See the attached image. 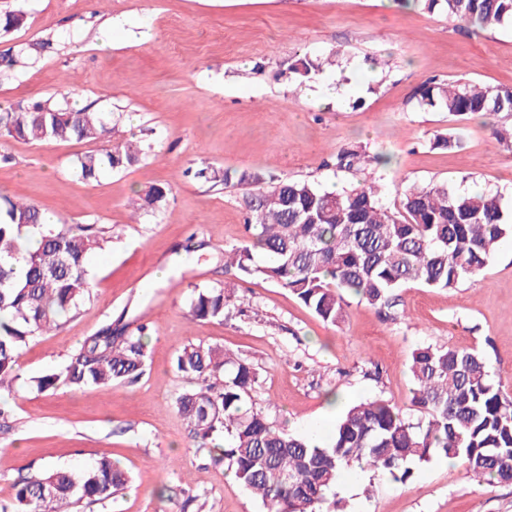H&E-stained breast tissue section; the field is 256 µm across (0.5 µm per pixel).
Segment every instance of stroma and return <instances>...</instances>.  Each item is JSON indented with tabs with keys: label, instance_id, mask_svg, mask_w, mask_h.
<instances>
[{
	"label": "stroma",
	"instance_id": "obj_1",
	"mask_svg": "<svg viewBox=\"0 0 512 512\" xmlns=\"http://www.w3.org/2000/svg\"><path fill=\"white\" fill-rule=\"evenodd\" d=\"M22 6L24 24L0 34V54L42 44L27 64L0 72V109L63 94L110 113L112 140L38 144L0 132V195L38 206L58 223L93 226L107 243L89 261L94 288L56 330L30 339L19 379L0 400L11 427L0 432V502L43 465L81 469L117 460L130 482L114 499L78 512H263L261 502L197 447L174 406L189 384L174 368L188 343L221 347L258 372L252 402L295 435H331L349 403L381 397L418 421L409 366L423 344L483 353L512 397V241L487 270L458 287L400 289L398 318L385 321L351 299L331 326L287 291L235 279L224 251L244 235L246 189L225 171L288 177L329 190L376 179L398 208L409 186L447 182L499 193L512 207V148L490 135V119L455 123L419 105L425 82L471 80L512 87V28L467 30L415 0H0ZM324 61L302 77L292 64ZM460 128L462 149L434 150L435 135ZM146 151L138 163L86 182L77 156L124 140ZM353 146L390 156L387 166L337 171L332 155ZM208 169L209 179L186 176ZM167 195L155 207L142 197ZM165 279H156L159 270ZM234 282L225 320H197L195 290ZM145 325V374L105 389L38 378L59 372L105 325ZM344 512H512V483L477 480L442 458L416 466L411 482L352 470Z\"/></svg>",
	"mask_w": 512,
	"mask_h": 512
}]
</instances>
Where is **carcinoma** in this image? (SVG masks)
I'll list each match as a JSON object with an SVG mask.
<instances>
[{"label": "carcinoma", "mask_w": 512, "mask_h": 512, "mask_svg": "<svg viewBox=\"0 0 512 512\" xmlns=\"http://www.w3.org/2000/svg\"><path fill=\"white\" fill-rule=\"evenodd\" d=\"M474 28L512 26V0H420ZM24 20L22 7L0 14L7 33ZM416 96L463 122L476 114L512 116V89L475 82L429 81ZM30 142H61L112 136V116L69 101L46 100L0 112V131ZM431 148L453 150L456 132L439 134ZM137 144L77 157L76 176L96 181L105 171L137 162ZM384 164L362 147L335 156L336 169ZM253 186L245 217L247 237L224 251V269L236 277L270 282L294 295L322 321L344 320L346 297L355 296L387 321L397 319V291L417 283L455 288L482 273L500 243L512 239V215L499 194H462L446 182L403 191L393 212L381 202V187L364 182L340 193L303 181L281 179L265 188L262 179L224 171V184ZM36 228V246L23 244V230ZM104 239L89 226L46 224L35 205L0 196V392L17 379L21 349L34 336L60 326L90 294L87 261ZM232 292L227 287L197 291L190 301L196 319L224 320ZM145 326L115 336L112 325L89 337L59 373L37 380L47 391L63 382L102 389L114 381L134 383L144 374ZM176 370L201 387L179 394L181 415L198 447L208 449L237 482L256 494L265 512H336V482L354 465L387 472L405 482L412 465L455 457L477 477L512 483V399L485 356L476 351L423 345L412 352L410 402L421 413L412 422L390 400L375 398L350 406L320 446L285 432L254 409L258 377L247 361L224 350L190 343L177 355ZM127 476L103 456L84 470L47 466L17 484L13 501L0 512H68L87 499L105 502Z\"/></svg>", "instance_id": "obj_1"}]
</instances>
